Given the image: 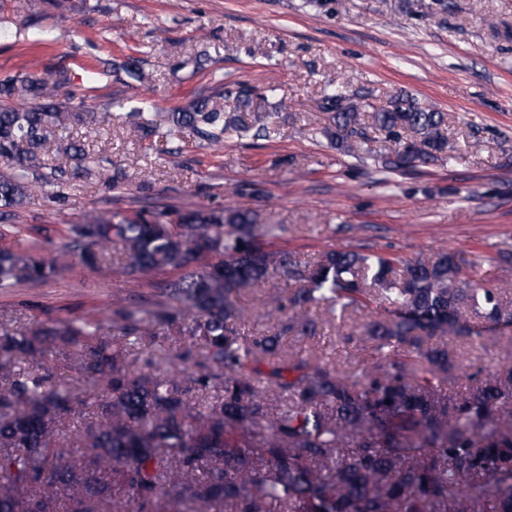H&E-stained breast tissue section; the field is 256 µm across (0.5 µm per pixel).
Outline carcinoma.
I'll return each instance as SVG.
<instances>
[{"instance_id":"carcinoma-1","label":"carcinoma","mask_w":512,"mask_h":512,"mask_svg":"<svg viewBox=\"0 0 512 512\" xmlns=\"http://www.w3.org/2000/svg\"><path fill=\"white\" fill-rule=\"evenodd\" d=\"M139 82V60H102ZM264 93H217L233 106L156 112L141 103L128 116L147 135L188 132L211 143L231 130L265 139ZM79 102L55 100L46 78L0 84V220L39 195L62 197V152L89 173L97 159L63 133L93 120ZM325 136L366 163V121L387 145L371 157L384 176L453 150L446 114L398 96L375 103L336 90L325 78ZM164 207L130 218L90 214L69 227L50 262L18 242L0 250V288L44 282L78 259L141 287L143 276L178 270L142 304L117 295L113 332L75 318L28 333L0 316V512H512V364L459 382L447 342L484 345L492 327L512 326V283L474 282L472 262L329 249L310 261L271 250L275 229L243 205L187 211ZM121 258L112 259V244ZM286 298L258 295L265 283ZM263 308L268 331L241 327L243 298ZM368 319L360 338L375 358L341 371L309 354L284 352L289 334L314 339L351 313ZM483 320L487 325H476ZM173 331L199 342L176 357L200 356L198 370L164 376L141 349H158ZM91 389L78 397L70 378ZM80 450L64 454L66 426Z\"/></svg>"}]
</instances>
